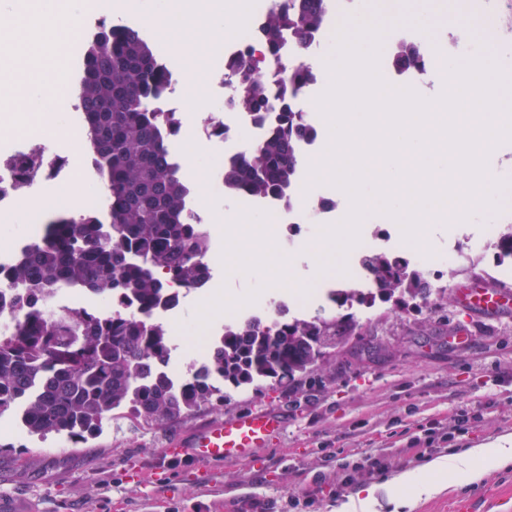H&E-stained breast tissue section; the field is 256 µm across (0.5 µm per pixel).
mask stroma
Instances as JSON below:
<instances>
[{"mask_svg": "<svg viewBox=\"0 0 512 512\" xmlns=\"http://www.w3.org/2000/svg\"><path fill=\"white\" fill-rule=\"evenodd\" d=\"M14 39V25H0V68L16 79L0 96V113L25 106L39 68L33 55L12 53ZM360 235L412 263L420 254L390 217L366 219ZM418 307L412 315L384 303L356 308L359 335L332 349L321 370L183 420L145 425L123 410L77 444L29 434L2 415L0 500L17 512H286L288 496L314 495L318 512H336V478L349 454L387 455L386 470L366 482L384 490L400 472L420 467L412 440L448 427L457 407L481 419L455 436L452 449L512 435V314L469 319L448 287L432 289ZM460 330L469 331L468 341L450 344ZM254 409L276 413L285 427L251 459L201 466L171 452L174 439ZM134 471L142 481L131 480ZM464 503L512 512V468L417 498L409 512H457Z\"/></svg>", "mask_w": 512, "mask_h": 512, "instance_id": "1", "label": "stroma"}]
</instances>
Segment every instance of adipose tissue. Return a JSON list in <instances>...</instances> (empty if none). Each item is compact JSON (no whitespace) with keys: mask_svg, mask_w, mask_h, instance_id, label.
<instances>
[{"mask_svg":"<svg viewBox=\"0 0 512 512\" xmlns=\"http://www.w3.org/2000/svg\"><path fill=\"white\" fill-rule=\"evenodd\" d=\"M80 5L81 0H37L32 14L18 17L20 31L34 30L39 34L36 42L23 40L14 46L16 52L34 53L45 62L33 81L34 87H41L44 79L50 77L62 79L56 57L63 40L77 33ZM248 9L249 0H156L147 18L160 30V47L175 51L188 42L196 45L187 61L186 94L190 103L205 101L201 78L212 50L211 44L198 41L199 31L205 27L221 30L237 27ZM253 236V228L241 229L224 253L226 262L239 265L248 277L257 280L287 279L288 264L283 256L257 251L253 247ZM287 281L292 291L302 290V282ZM511 464L512 437H501L476 448L433 458L423 468L400 473L392 481L395 490L392 500L397 507L404 508L409 498L429 496L452 484H478Z\"/></svg>","mask_w":512,"mask_h":512,"instance_id":"ef3b65f1","label":"adipose tissue"}]
</instances>
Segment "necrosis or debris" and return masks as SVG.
<instances>
[{
	"label": "necrosis or debris",
	"instance_id": "obj_1",
	"mask_svg": "<svg viewBox=\"0 0 512 512\" xmlns=\"http://www.w3.org/2000/svg\"><path fill=\"white\" fill-rule=\"evenodd\" d=\"M426 13L437 14L445 8H452L457 23L472 32H480L482 42L488 50L512 59V25L500 17L499 0H422ZM269 0H251V8L235 32L225 34L224 50L217 55L211 68L210 92L216 101L213 111L205 113L197 121H189L186 112L178 106L182 73L169 54L159 56V62L166 74L164 93L156 98L152 110L166 129L189 131L195 140L213 152V178L216 188L224 186V167L231 164L241 153L244 142L259 141L266 127L255 121L253 115L241 111L236 105L238 87L233 74V64L242 55H252L261 65L270 81L284 78L297 58L291 48L281 52L280 64H272L267 58L266 47L260 37L269 9ZM408 0H326L322 27L312 41L306 63L316 73L314 87L323 90L329 84L325 60L334 48L335 32L347 16L364 10L380 14L388 20H395L409 9ZM100 165L91 148H84L80 158L50 147L44 138L43 129L20 128L9 144L0 149V218L12 214L19 203L26 198H49L52 206L81 216L94 215L98 223L111 222V196L109 187L99 176ZM89 182L94 191L82 204H74L65 193L67 185L74 178ZM243 210L263 211L270 219L269 224L260 225L258 234L273 232L286 252H296L304 243L302 227L316 222L328 225L338 217L334 190L316 194L311 206L305 210L283 204L277 199L250 197L242 200ZM233 268L223 273H211L203 290L185 292L177 284H169L168 291L174 301L157 308L153 318L158 322H176L181 329L173 344L182 349L183 358L171 359L166 372L172 383L178 384L188 377L207 357L213 339L196 335L191 327L185 326L184 318L190 304L200 301L202 294L216 293L222 286L223 276H235ZM334 281L322 280L314 287L298 294H276L272 297L255 298L247 309V316H267L269 309L283 304L293 312H308L324 301ZM52 311L76 316L93 314L101 319L127 318L138 316L139 310L132 304L108 296H100L78 288L59 290L50 302Z\"/></svg>",
	"mask_w": 512,
	"mask_h": 512
}]
</instances>
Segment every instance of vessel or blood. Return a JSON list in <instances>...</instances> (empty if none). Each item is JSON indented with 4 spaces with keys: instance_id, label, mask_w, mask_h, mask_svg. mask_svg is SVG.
<instances>
[{
    "instance_id": "obj_1",
    "label": "vessel or blood",
    "mask_w": 512,
    "mask_h": 512,
    "mask_svg": "<svg viewBox=\"0 0 512 512\" xmlns=\"http://www.w3.org/2000/svg\"><path fill=\"white\" fill-rule=\"evenodd\" d=\"M453 292L459 309L494 319L512 313V290L489 287L480 277L455 283ZM283 428L282 419L265 410H251L204 426L175 443L176 452L204 465L224 459L243 460L266 447Z\"/></svg>"
}]
</instances>
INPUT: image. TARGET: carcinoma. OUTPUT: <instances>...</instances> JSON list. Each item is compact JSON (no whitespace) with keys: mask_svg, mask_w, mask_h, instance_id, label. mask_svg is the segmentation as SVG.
<instances>
[{"mask_svg":"<svg viewBox=\"0 0 512 512\" xmlns=\"http://www.w3.org/2000/svg\"><path fill=\"white\" fill-rule=\"evenodd\" d=\"M325 0H271L263 37L267 55L280 63L290 42L304 56L322 24ZM421 43L389 55L397 71L429 59ZM238 107L269 131L224 167L225 195L291 201L302 160L296 145L317 135L294 103L315 81L299 61L272 92L256 60L235 63ZM165 88V75L148 39L125 25L104 27L83 47L77 95L111 186L109 240L87 217L63 215L48 223L46 239L33 246L9 278L20 286L19 308L35 307L55 290L81 287L128 299L143 318L103 321L92 314L68 319L48 313L0 336V413L22 409L32 434L81 442L96 435L105 418L127 408L140 421H178L205 406H224L226 389L258 390L270 379L292 380L320 367L326 349L359 327L354 306L392 303L408 312L430 294L425 273L386 251L360 261L371 290L344 284L332 297L335 312L313 319L288 316L280 307L269 323L258 318L224 326L219 346L193 377L174 389L163 372L171 353L167 329L149 319L165 300L166 282L198 288L206 275L207 237L184 214L186 180L169 160L162 127L148 102Z\"/></svg>","mask_w":512,"mask_h":512,"instance_id":"obj_1","label":"carcinoma"}]
</instances>
